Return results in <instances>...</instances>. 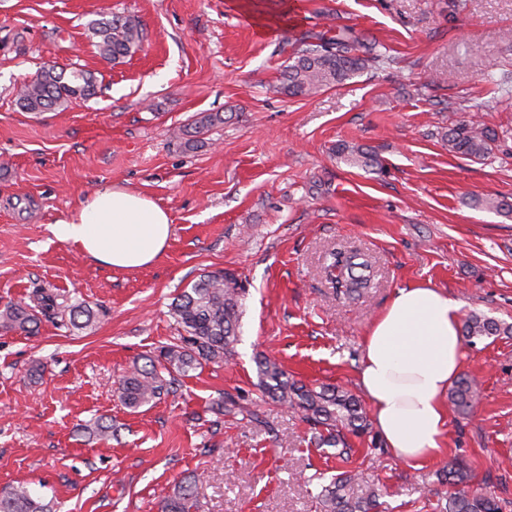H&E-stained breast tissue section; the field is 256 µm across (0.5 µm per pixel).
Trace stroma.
<instances>
[{
  "label": "stroma",
  "mask_w": 512,
  "mask_h": 512,
  "mask_svg": "<svg viewBox=\"0 0 512 512\" xmlns=\"http://www.w3.org/2000/svg\"><path fill=\"white\" fill-rule=\"evenodd\" d=\"M0 0V306L51 289L60 309L31 335L0 331V492L22 485L60 512H160L190 474L198 512H318L320 481L358 470L383 512H442L447 462L512 512V336L466 347L461 371L481 390L474 413H449L442 459L413 468L377 428L343 462L309 442L289 406L264 397L255 359L294 379L358 390L363 338L399 289L448 292L461 315L512 322V215L475 197L512 198V0ZM335 12L323 20L322 8ZM138 21L123 62L89 36L108 15ZM350 26L388 56L350 84L310 97L274 92L285 55L308 30ZM91 71L96 93L31 113L16 92L41 68ZM223 124L186 145L191 116ZM474 119L500 130L473 162L443 136ZM373 149L380 174L341 162L336 144ZM142 193L172 233L149 265L112 269L55 234L95 190ZM357 251L374 286L336 299L328 249ZM229 269L245 288L235 353L180 377L155 404L126 408L120 380L183 333L171 303L201 274ZM94 321L74 327L69 309ZM245 414L216 416L223 396ZM111 418L106 441L78 433Z\"/></svg>",
  "instance_id": "35a3bbf8"
}]
</instances>
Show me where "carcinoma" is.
Returning <instances> with one entry per match:
<instances>
[{
	"instance_id": "1",
	"label": "carcinoma",
	"mask_w": 512,
	"mask_h": 512,
	"mask_svg": "<svg viewBox=\"0 0 512 512\" xmlns=\"http://www.w3.org/2000/svg\"><path fill=\"white\" fill-rule=\"evenodd\" d=\"M89 31L96 38L99 55L114 63L138 50L143 41L138 23L118 15L93 21ZM380 61L375 45L350 27L338 29L334 35L327 31L309 32L297 42L277 91L293 97L311 96L348 84ZM95 90L94 76L88 71L75 69L67 74L48 68L23 84L17 103L26 112H46L65 108L77 99H87L95 95ZM222 123L224 116L218 112L199 113L179 129V134L187 137L190 144L193 138ZM444 139L448 152L483 161L492 154L499 133L484 123L463 121L448 129ZM336 157L367 171L381 167L380 159L370 148L347 141L336 143ZM477 204L500 214H512V201L506 197L480 198ZM367 268L368 264L359 261V254L351 250L334 249L325 255L329 283L339 297L349 298L359 289L369 287ZM244 293L241 281L230 270L202 274L190 283L172 306V314L186 335L160 350L164 369L184 375L204 362L218 364L230 357L237 342ZM33 302L32 306L16 303L1 308L0 331L31 333L38 323L35 309L46 314L56 306L55 296L44 289L34 291ZM460 332L474 345L492 336H511L512 323L474 313L464 318ZM257 367L262 393L302 414L311 426V443L318 448H334L336 458L348 459L351 447L346 434L359 437L370 426L368 412L359 397L340 385L314 386L290 378L276 360L267 356L257 359ZM165 390L166 383L152 360L148 368L134 367L118 393L125 406L137 409L161 398ZM478 397L474 380L464 375L456 380L448 399L455 411L467 415L473 412ZM85 432L106 439L112 436V424L101 417L87 425ZM199 481L194 476L181 482L162 498L161 512H192L197 507L195 490ZM445 482L451 488L445 512H500L492 496L466 489L468 473L462 464L448 463ZM318 499L321 512H377L380 506L377 489L356 482L355 476L346 472L322 486ZM0 512H56V503L32 496L21 485L0 495Z\"/></svg>"
}]
</instances>
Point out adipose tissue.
<instances>
[{
    "instance_id": "1",
    "label": "adipose tissue",
    "mask_w": 512,
    "mask_h": 512,
    "mask_svg": "<svg viewBox=\"0 0 512 512\" xmlns=\"http://www.w3.org/2000/svg\"><path fill=\"white\" fill-rule=\"evenodd\" d=\"M56 233L98 264L132 269L161 254L171 219L151 199L107 185L59 222ZM459 310V302L440 289L403 288L363 340L358 384L386 448L414 468L443 451V396L459 374L464 352Z\"/></svg>"
}]
</instances>
